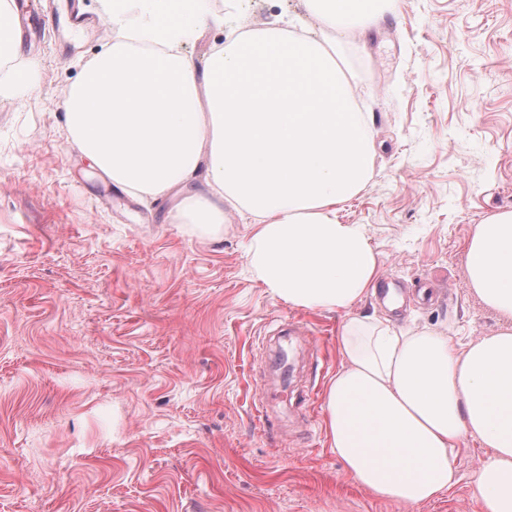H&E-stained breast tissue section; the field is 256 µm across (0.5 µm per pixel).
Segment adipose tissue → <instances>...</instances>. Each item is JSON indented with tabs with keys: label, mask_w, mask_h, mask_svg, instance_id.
Returning <instances> with one entry per match:
<instances>
[{
	"label": "adipose tissue",
	"mask_w": 512,
	"mask_h": 512,
	"mask_svg": "<svg viewBox=\"0 0 512 512\" xmlns=\"http://www.w3.org/2000/svg\"><path fill=\"white\" fill-rule=\"evenodd\" d=\"M328 30L367 28L380 0H304ZM115 41L85 65L62 106L72 147L137 198L187 191L181 224L252 219V274L299 308L347 315L342 367L326 390L331 448L373 494L419 504L456 482V448L487 454L473 479L483 512H512V211L478 225L466 252L471 288L503 323L457 352L447 337L407 334L356 313L379 260L361 224L338 221L373 168L352 87L320 37L265 26L211 50L181 0H118ZM134 21H127V14Z\"/></svg>",
	"instance_id": "ef3b65f1"
}]
</instances>
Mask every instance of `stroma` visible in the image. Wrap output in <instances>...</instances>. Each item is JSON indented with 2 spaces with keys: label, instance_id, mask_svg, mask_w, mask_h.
Masks as SVG:
<instances>
[{
  "label": "stroma",
  "instance_id": "obj_1",
  "mask_svg": "<svg viewBox=\"0 0 512 512\" xmlns=\"http://www.w3.org/2000/svg\"><path fill=\"white\" fill-rule=\"evenodd\" d=\"M77 4L96 27L22 46L34 87L0 95V512H483L473 441L435 500L361 486L324 416L343 313L271 295L238 215L175 223L183 193L132 199L69 145L62 99L118 32L102 0ZM204 9L224 23L184 44L200 64L244 28L320 26L303 0ZM338 41L375 150L338 218L366 226L404 292L398 309L371 296L356 310L463 349L500 323L466 251L478 224L512 211V0H384L376 24Z\"/></svg>",
  "mask_w": 512,
  "mask_h": 512
}]
</instances>
